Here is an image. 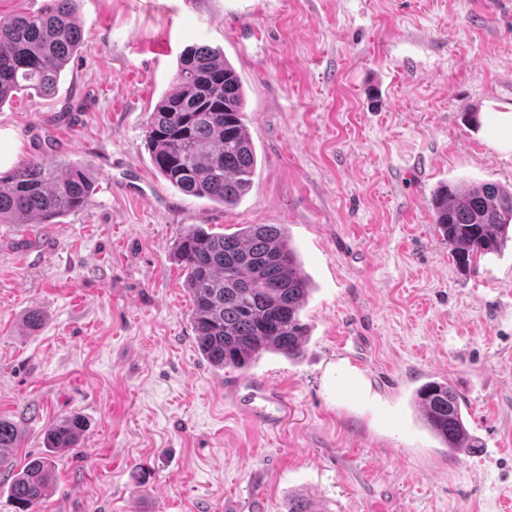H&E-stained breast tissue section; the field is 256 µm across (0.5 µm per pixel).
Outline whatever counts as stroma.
<instances>
[{
  "label": "stroma",
  "mask_w": 512,
  "mask_h": 512,
  "mask_svg": "<svg viewBox=\"0 0 512 512\" xmlns=\"http://www.w3.org/2000/svg\"><path fill=\"white\" fill-rule=\"evenodd\" d=\"M84 44L55 91L0 106L6 171L88 167L55 224H0V417L13 465L86 428L35 512H504L512 503V242L459 271L442 184H512V0H79ZM197 43L244 84L256 149L230 209L170 185L144 124ZM477 112L469 123L468 112ZM192 224H280L311 293L294 360L199 353L175 251ZM42 324L26 329L30 312ZM357 372L362 389L349 385ZM277 388L271 428L230 381ZM449 382L481 441L452 454L414 405ZM84 430L85 424L80 417L72 415L60 418L46 429L45 439L48 443L47 448H52L56 452H64L74 448L78 444Z\"/></svg>",
  "instance_id": "1"
}]
</instances>
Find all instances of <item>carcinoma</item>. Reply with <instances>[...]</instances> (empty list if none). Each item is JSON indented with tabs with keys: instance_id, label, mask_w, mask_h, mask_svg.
<instances>
[{
	"instance_id": "obj_1",
	"label": "carcinoma",
	"mask_w": 512,
	"mask_h": 512,
	"mask_svg": "<svg viewBox=\"0 0 512 512\" xmlns=\"http://www.w3.org/2000/svg\"><path fill=\"white\" fill-rule=\"evenodd\" d=\"M76 0H46L37 11L0 16V105L21 91L53 92L72 54L83 44ZM154 167L186 195L229 209L249 191L257 156L245 125V92L224 53L191 44L179 56L175 89L145 123ZM93 191L83 166L35 158L0 173V223L53 224L85 208ZM435 224L456 265L498 253L512 237V188L500 183L448 184L433 198ZM194 309L198 350L214 367L247 370L266 353L299 357L308 336L302 311L310 295L296 251L283 227L247 224L234 233L188 226L177 247ZM424 422L450 452H471L481 441L468 428L459 394L429 381L415 392ZM85 424L75 415L54 421L48 447H75ZM17 430L0 417V449ZM55 459L26 461L14 473L10 501L32 512L51 492Z\"/></svg>"
}]
</instances>
